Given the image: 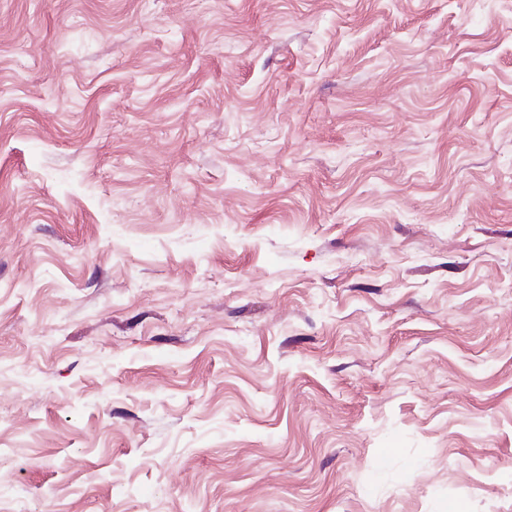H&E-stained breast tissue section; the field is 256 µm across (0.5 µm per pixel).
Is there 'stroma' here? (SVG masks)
Instances as JSON below:
<instances>
[{
	"instance_id": "1",
	"label": "stroma",
	"mask_w": 512,
	"mask_h": 512,
	"mask_svg": "<svg viewBox=\"0 0 512 512\" xmlns=\"http://www.w3.org/2000/svg\"><path fill=\"white\" fill-rule=\"evenodd\" d=\"M512 512V0H0V512Z\"/></svg>"
}]
</instances>
